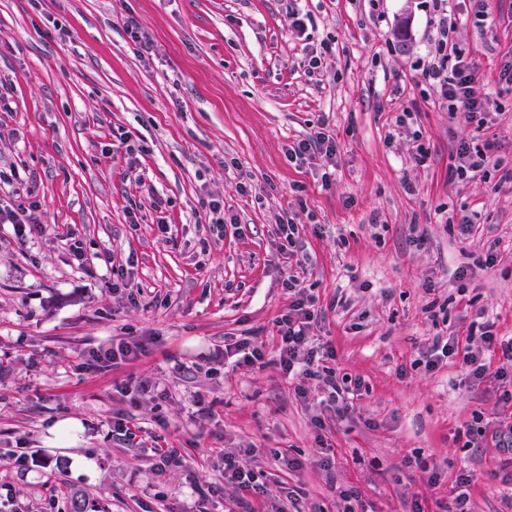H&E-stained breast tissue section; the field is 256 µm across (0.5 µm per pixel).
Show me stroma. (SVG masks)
I'll use <instances>...</instances> for the list:
<instances>
[{
  "instance_id": "stroma-1",
  "label": "stroma",
  "mask_w": 512,
  "mask_h": 512,
  "mask_svg": "<svg viewBox=\"0 0 512 512\" xmlns=\"http://www.w3.org/2000/svg\"><path fill=\"white\" fill-rule=\"evenodd\" d=\"M291 8L306 39L286 26ZM452 18L493 104L486 129L449 118L413 80L431 48L420 0H0L12 85L0 167L26 185L0 199L42 227L22 242L0 224V512H68L74 488L88 512H234L228 452L262 486L255 512H341L349 487L367 512H444L463 469L471 512H512V468L490 438L512 405L494 382L469 384L462 356L415 363L437 331L432 306L451 333L483 318L512 336V90L498 82L512 0H493L481 25L458 4ZM308 43L330 46L318 84ZM323 122L329 166L289 162L288 145ZM489 138L500 168L451 178L459 146ZM208 202L230 224L196 223ZM461 210L476 215L467 235L445 221ZM286 215L302 226L311 334L366 386L340 417L276 356ZM239 337L265 343L264 365L225 363V339ZM132 339L135 361L83 359ZM477 412L488 435L471 442ZM168 448L181 464L158 469ZM419 459L437 483L420 481Z\"/></svg>"
}]
</instances>
